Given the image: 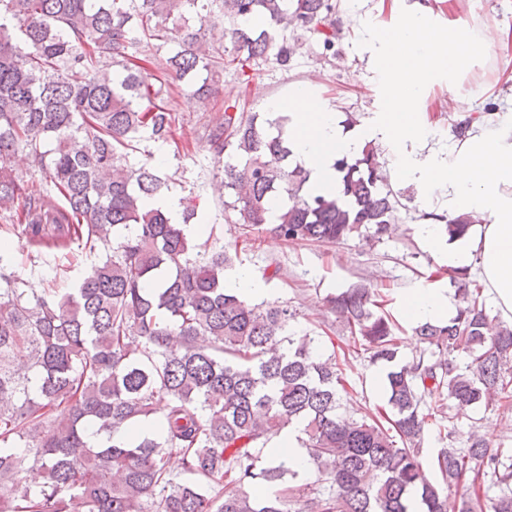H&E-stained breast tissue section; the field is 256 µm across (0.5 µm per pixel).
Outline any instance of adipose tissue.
Listing matches in <instances>:
<instances>
[{"label":"adipose tissue","mask_w":512,"mask_h":512,"mask_svg":"<svg viewBox=\"0 0 512 512\" xmlns=\"http://www.w3.org/2000/svg\"><path fill=\"white\" fill-rule=\"evenodd\" d=\"M376 42L374 61L386 79L385 99L383 112L369 127L345 134L335 113L304 86L297 87L288 101L272 105L288 117V141L295 160L309 173L311 191L335 188L337 158L360 153L367 138L378 136L402 147L427 139L429 128L420 110L422 89L441 77L468 71L490 47L486 37L438 25L427 6L393 15ZM398 175L415 184L421 202L430 203L442 192L449 214L478 217L473 234L446 240L442 225L424 224L420 236L440 251L448 267L478 261L496 313L511 322L512 118L490 127L472 126L453 140L446 158L405 154ZM452 309L450 296L431 286L410 289L400 303L403 318L415 322L443 319Z\"/></svg>","instance_id":"1"}]
</instances>
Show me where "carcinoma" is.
Here are the masks:
<instances>
[{"label":"carcinoma","instance_id":"1","mask_svg":"<svg viewBox=\"0 0 512 512\" xmlns=\"http://www.w3.org/2000/svg\"><path fill=\"white\" fill-rule=\"evenodd\" d=\"M336 8L0 0V215L33 243L95 257L77 287L41 295L0 270V512H409L413 498L422 512H448L464 481L473 493L458 512H512V447L491 448L475 423L456 445L452 409L512 411V324L488 313L480 285L448 270L456 315L414 326L421 348L405 362L382 296L364 286L326 295L359 350L386 368V405L349 411L335 357L316 355L323 339L297 333L288 304L225 287L231 254L187 239L194 209L175 223L143 207L168 179L130 156L143 140L174 139L172 87L205 107L226 70L286 69L288 30L329 49ZM215 10L227 20L216 39L205 29ZM287 124L246 116L229 97L224 121L205 128L223 163L219 189L233 197L227 218L287 243L391 237L403 204L384 188L377 152L337 159L338 190L313 194ZM20 151L40 185L11 167ZM427 217L452 239L471 228L468 215ZM433 424L441 447L426 462ZM297 425L311 481L267 450ZM32 470L42 482L20 484Z\"/></svg>","mask_w":512,"mask_h":512}]
</instances>
